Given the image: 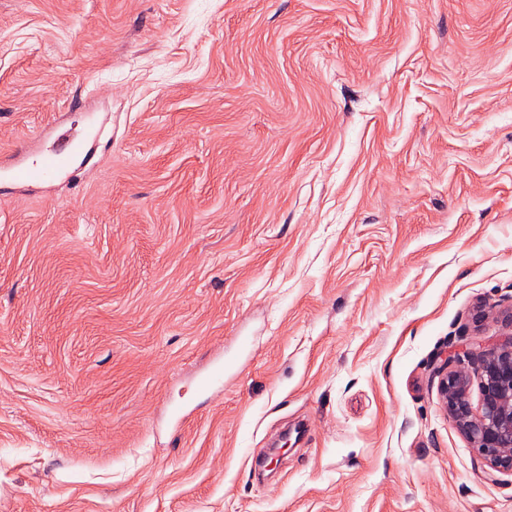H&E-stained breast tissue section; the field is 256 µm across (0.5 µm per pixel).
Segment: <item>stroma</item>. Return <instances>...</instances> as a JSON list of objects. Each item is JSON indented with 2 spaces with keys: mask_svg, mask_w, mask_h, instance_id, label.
<instances>
[{
  "mask_svg": "<svg viewBox=\"0 0 512 512\" xmlns=\"http://www.w3.org/2000/svg\"><path fill=\"white\" fill-rule=\"evenodd\" d=\"M1 30L0 161L67 165L0 177V512H512L434 374L512 328V0ZM65 160L57 153L43 155L39 160L31 163L22 162L9 170L10 177L23 185L44 182L58 174L63 168Z\"/></svg>",
  "mask_w": 512,
  "mask_h": 512,
  "instance_id": "obj_1",
  "label": "stroma"
}]
</instances>
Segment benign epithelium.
I'll list each match as a JSON object with an SVG mask.
<instances>
[{
  "label": "benign epithelium",
  "instance_id": "obj_1",
  "mask_svg": "<svg viewBox=\"0 0 512 512\" xmlns=\"http://www.w3.org/2000/svg\"><path fill=\"white\" fill-rule=\"evenodd\" d=\"M465 359L477 361L474 373L462 366ZM436 376L448 418L490 469L512 472V336L445 358ZM474 376L480 387L476 407L469 395Z\"/></svg>",
  "mask_w": 512,
  "mask_h": 512
}]
</instances>
